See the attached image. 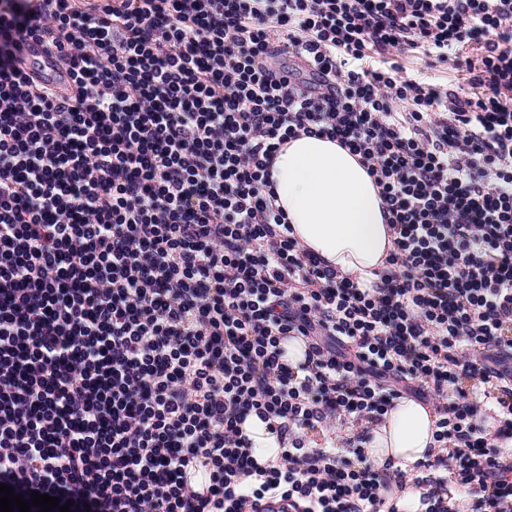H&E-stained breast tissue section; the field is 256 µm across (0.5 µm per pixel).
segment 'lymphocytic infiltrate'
<instances>
[{
  "instance_id": "1",
  "label": "lymphocytic infiltrate",
  "mask_w": 512,
  "mask_h": 512,
  "mask_svg": "<svg viewBox=\"0 0 512 512\" xmlns=\"http://www.w3.org/2000/svg\"><path fill=\"white\" fill-rule=\"evenodd\" d=\"M30 38L69 90L20 67ZM303 134L380 189L370 287L278 203ZM405 396L439 415L415 512H512V0H0V483L71 512H401L364 446ZM405 64L408 67L410 75L428 78L429 80H439L446 83L458 77V74L454 70H451L449 67L446 69V66L440 69L438 68V70L430 71L425 69L424 66L416 60L407 59ZM243 432L249 437L255 448L258 463L269 459H276L279 453V444L276 436L268 428V424L257 416H249L242 425Z\"/></svg>"
}]
</instances>
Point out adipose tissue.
<instances>
[{
	"instance_id": "adipose-tissue-1",
	"label": "adipose tissue",
	"mask_w": 512,
	"mask_h": 512,
	"mask_svg": "<svg viewBox=\"0 0 512 512\" xmlns=\"http://www.w3.org/2000/svg\"><path fill=\"white\" fill-rule=\"evenodd\" d=\"M272 179L298 241L370 285L393 244L379 190L358 157L337 142L304 136L282 147ZM438 419L433 407L414 398L396 400L372 431L370 460L412 473L434 443Z\"/></svg>"
}]
</instances>
